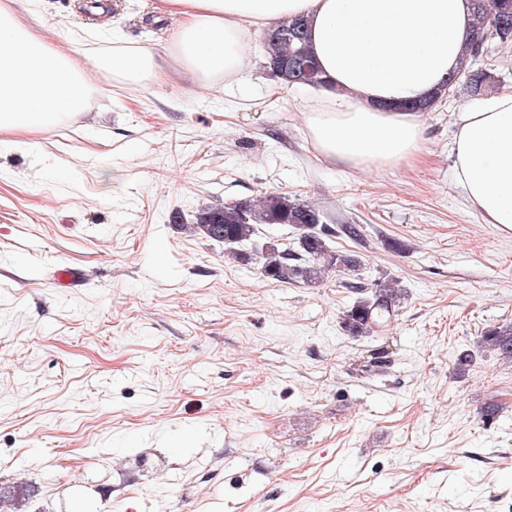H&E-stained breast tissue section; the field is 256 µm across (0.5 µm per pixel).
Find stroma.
Here are the masks:
<instances>
[{"mask_svg": "<svg viewBox=\"0 0 512 512\" xmlns=\"http://www.w3.org/2000/svg\"><path fill=\"white\" fill-rule=\"evenodd\" d=\"M156 0H19L76 47L85 112L0 131V496L9 512H512V231L483 223L450 172L451 92L425 151L391 169L320 160L295 89L260 52L239 81L182 66ZM163 76L97 78L119 48ZM264 192L313 202L359 274L281 283L174 215ZM353 224L359 236L342 227ZM84 267L80 288L49 279ZM388 276L382 331L341 317ZM464 348L476 360L456 374ZM490 401L495 417L481 414ZM478 346L482 352L493 353L499 359L512 361V324L494 326L486 330Z\"/></svg>", "mask_w": 512, "mask_h": 512, "instance_id": "1", "label": "stroma"}]
</instances>
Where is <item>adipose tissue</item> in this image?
I'll use <instances>...</instances> for the list:
<instances>
[{"label":"adipose tissue","mask_w":512,"mask_h":512,"mask_svg":"<svg viewBox=\"0 0 512 512\" xmlns=\"http://www.w3.org/2000/svg\"><path fill=\"white\" fill-rule=\"evenodd\" d=\"M14 3L0 0V129L45 130L83 112L89 87L75 49L51 45ZM156 8L180 22L184 67L228 80L250 64V28L304 16L323 78L303 106L305 133L319 158L363 170L423 153L421 114L398 105L446 97L444 81L472 39L468 0H158ZM100 71L129 83L159 73L144 47L113 53ZM452 127L451 170L468 206L512 230V92L461 105Z\"/></svg>","instance_id":"1"}]
</instances>
